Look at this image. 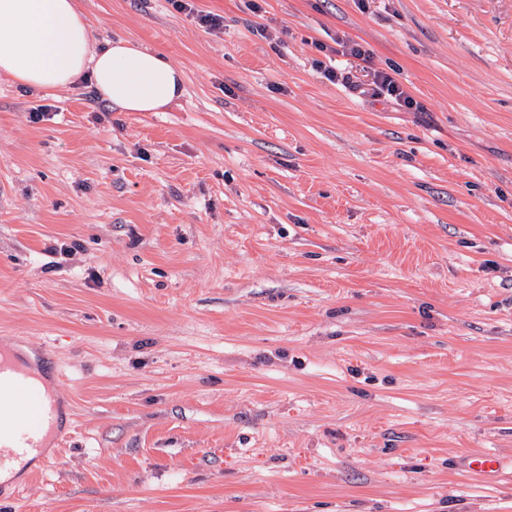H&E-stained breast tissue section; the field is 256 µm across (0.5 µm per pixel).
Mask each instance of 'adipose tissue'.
<instances>
[{
	"label": "adipose tissue",
	"mask_w": 512,
	"mask_h": 512,
	"mask_svg": "<svg viewBox=\"0 0 512 512\" xmlns=\"http://www.w3.org/2000/svg\"><path fill=\"white\" fill-rule=\"evenodd\" d=\"M0 76L46 92L85 79L123 112H161L185 92L163 55L124 39L93 44L76 0H0Z\"/></svg>",
	"instance_id": "adipose-tissue-1"
}]
</instances>
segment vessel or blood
<instances>
[{"label": "vessel or blood", "mask_w": 512, "mask_h": 512, "mask_svg": "<svg viewBox=\"0 0 512 512\" xmlns=\"http://www.w3.org/2000/svg\"><path fill=\"white\" fill-rule=\"evenodd\" d=\"M18 350L0 343V484L13 483L33 462L50 463L51 446L60 444L63 413L56 387Z\"/></svg>", "instance_id": "b4317fda"}]
</instances>
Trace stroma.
<instances>
[{"instance_id": "stroma-1", "label": "stroma", "mask_w": 512, "mask_h": 512, "mask_svg": "<svg viewBox=\"0 0 512 512\" xmlns=\"http://www.w3.org/2000/svg\"><path fill=\"white\" fill-rule=\"evenodd\" d=\"M77 4L185 94L0 78V337L65 397L0 512H512V0ZM173 6L179 11L188 10L190 13L195 14V19L198 24L208 30L209 32H213L216 34H220L224 32V18L218 14H213L211 12H205L202 10H196L193 5L189 3H184L182 0H174ZM322 74L328 81L334 84L340 82L342 85H348L353 89L360 90L363 95H370L371 97L387 96L405 110H419L418 103L414 98L400 85L396 78L387 72H370L366 75L370 76L368 82L361 81L351 72L338 73L336 67H324Z\"/></svg>"}]
</instances>
